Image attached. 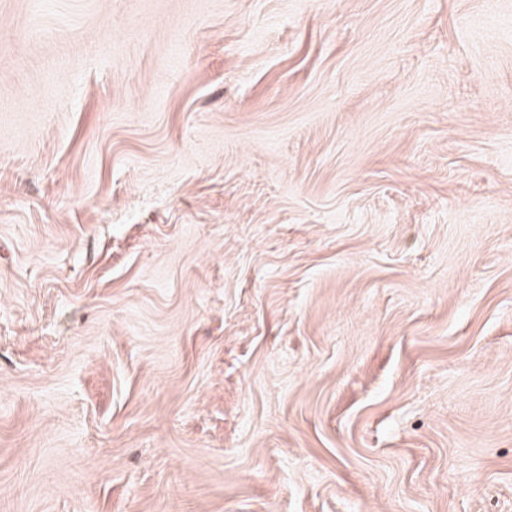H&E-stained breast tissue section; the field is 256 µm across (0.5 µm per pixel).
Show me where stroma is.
I'll list each match as a JSON object with an SVG mask.
<instances>
[{
    "mask_svg": "<svg viewBox=\"0 0 512 512\" xmlns=\"http://www.w3.org/2000/svg\"><path fill=\"white\" fill-rule=\"evenodd\" d=\"M0 512H512V0H0Z\"/></svg>",
    "mask_w": 512,
    "mask_h": 512,
    "instance_id": "stroma-1",
    "label": "stroma"
}]
</instances>
